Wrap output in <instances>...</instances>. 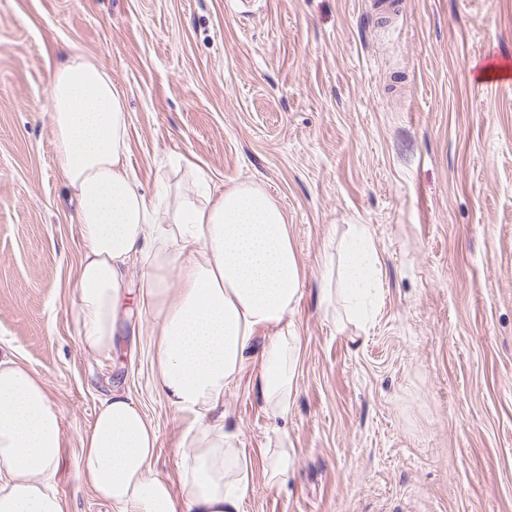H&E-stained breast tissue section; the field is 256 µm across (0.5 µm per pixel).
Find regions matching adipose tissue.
Wrapping results in <instances>:
<instances>
[{"label":"adipose tissue","mask_w":512,"mask_h":512,"mask_svg":"<svg viewBox=\"0 0 512 512\" xmlns=\"http://www.w3.org/2000/svg\"><path fill=\"white\" fill-rule=\"evenodd\" d=\"M48 96L83 241L71 300L79 343L111 356L128 272L140 266L155 385L188 421L172 479L154 468L156 427L131 397L111 392L80 436L76 478L107 512H243L255 468L281 487L294 464V449L283 446L251 458L224 424V393L250 360L273 424L288 419L301 261L283 211L251 183L205 195L168 186L147 194L128 161L125 100L109 72L82 52L54 68ZM378 263L367 230L352 225L341 286L323 288V306L341 299L346 320L367 323ZM64 450L63 416L44 379L0 355V512H68L54 481Z\"/></svg>","instance_id":"adipose-tissue-1"}]
</instances>
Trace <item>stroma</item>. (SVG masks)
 <instances>
[{
	"mask_svg": "<svg viewBox=\"0 0 512 512\" xmlns=\"http://www.w3.org/2000/svg\"><path fill=\"white\" fill-rule=\"evenodd\" d=\"M0 0V351L45 380L63 414L55 476L69 512H103L76 480L99 401L127 393L175 476L186 421L154 388L130 291L111 357L70 312L83 243L51 134L48 82L72 49L123 94L142 187L260 185L302 260L287 484L262 469L244 512H512V0ZM378 252L363 328L321 305L349 225ZM237 447L278 441L246 363L224 394Z\"/></svg>",
	"mask_w": 512,
	"mask_h": 512,
	"instance_id": "35a3bbf8",
	"label": "stroma"
}]
</instances>
